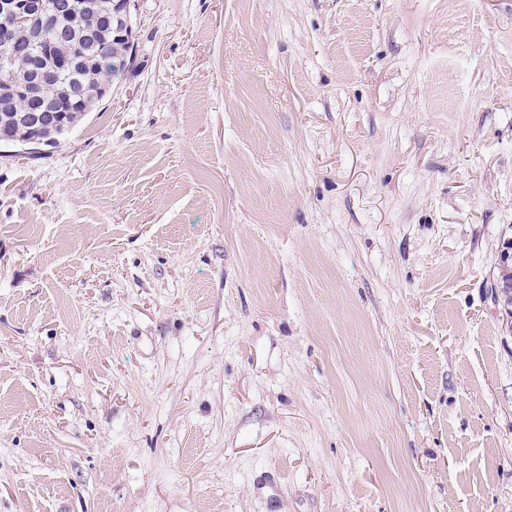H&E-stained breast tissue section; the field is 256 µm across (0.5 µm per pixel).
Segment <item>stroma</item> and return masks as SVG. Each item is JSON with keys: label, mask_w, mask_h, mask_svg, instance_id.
Returning <instances> with one entry per match:
<instances>
[{"label": "stroma", "mask_w": 512, "mask_h": 512, "mask_svg": "<svg viewBox=\"0 0 512 512\" xmlns=\"http://www.w3.org/2000/svg\"><path fill=\"white\" fill-rule=\"evenodd\" d=\"M0 145V512H512V0H135ZM128 13H117L120 17L119 29L112 30V13L108 17L111 19L110 26H106L103 20L104 14L109 6V1H102L99 8L95 10L92 7V0H71L73 13L80 19V29H103L97 33V42L95 44L81 45L77 49L70 40H58L52 46H44L41 53L38 49L26 51L27 45L25 30L23 25L17 22L13 15L0 12V32L9 31L21 44V51L18 53L13 65V73L4 75L6 81L17 80L24 76L29 68L42 62L44 59H52L53 62L65 61L72 55L82 57L68 61L71 66H77V73L74 76L78 82L84 86L85 95L82 104L74 110L77 112H64L57 108L50 101L42 96V90L45 84L53 78L57 66L51 67L37 66L31 70L30 79L24 84V92L27 97L35 102L36 108L30 113V116H21V119L34 125H41L44 122H56L59 112H63L62 121L50 128H35L30 124L18 122L15 120L17 112H2L0 110V144L26 145L32 139H41L45 147H52L59 140L68 135L89 112H93L100 102L105 98L101 93L102 87L112 89L114 82L120 79L121 75L130 67L134 49L133 38V10L135 9L134 0H128ZM125 34L128 40L118 38V34ZM497 264L500 269V276L493 283L492 288H494L498 299H504L503 307L505 314L508 319H512V311L506 306L510 299L512 304V277L511 272L508 273V269L512 267V240L504 241L501 245Z\"/></svg>", "instance_id": "35a3bbf8"}]
</instances>
